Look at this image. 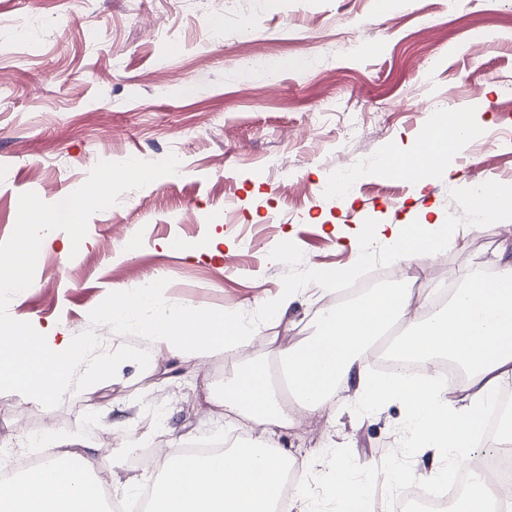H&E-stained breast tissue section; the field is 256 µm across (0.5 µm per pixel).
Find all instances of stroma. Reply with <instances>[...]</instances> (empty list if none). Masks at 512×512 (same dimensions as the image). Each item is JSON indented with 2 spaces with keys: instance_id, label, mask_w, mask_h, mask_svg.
I'll list each match as a JSON object with an SVG mask.
<instances>
[{
  "instance_id": "stroma-1",
  "label": "stroma",
  "mask_w": 512,
  "mask_h": 512,
  "mask_svg": "<svg viewBox=\"0 0 512 512\" xmlns=\"http://www.w3.org/2000/svg\"><path fill=\"white\" fill-rule=\"evenodd\" d=\"M36 43L0 52V240L15 226L18 198L46 202L88 177L89 157L144 159L176 150L180 180L162 177L94 214L80 247L48 233L30 288L8 311L41 330L73 337L107 294L167 279V302L254 313L283 290L282 241L303 268L347 269L366 219L381 224L453 219L454 238L419 261L421 287L442 293L512 255V214L493 224L464 201L462 184L482 168L512 186V0H0V38L12 28ZM491 31L475 45L469 34ZM280 64L266 78L248 57ZM468 111L479 133L425 187L375 173L383 154L420 140L429 117ZM341 294L312 284L285 316L264 323L243 358L277 364L271 339L303 341ZM149 349L150 364L123 362L114 378L63 396L47 409L0 393V428L13 448L44 462L49 441L93 449L112 471L117 497L141 512L156 472L137 449L180 450L224 442L231 419L208 399L240 359H184ZM399 404L359 417L353 391L334 417L293 416L271 438L306 473L321 512H340L336 468L366 481L394 473L401 496L437 469L439 456L406 447Z\"/></svg>"
}]
</instances>
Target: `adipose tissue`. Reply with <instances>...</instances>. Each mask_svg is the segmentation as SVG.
<instances>
[{"label": "adipose tissue", "instance_id": "obj_1", "mask_svg": "<svg viewBox=\"0 0 512 512\" xmlns=\"http://www.w3.org/2000/svg\"><path fill=\"white\" fill-rule=\"evenodd\" d=\"M454 230L437 220L378 224L373 232L408 266L441 252ZM499 263L496 273L471 278L448 302L415 320L409 317L414 280L406 273L393 288L321 310L316 335L278 347L287 391L272 385L266 362L242 364L213 401L246 419L256 439L217 457L164 460L147 512H278L288 461L269 440L274 428L290 420L288 395L311 413L332 411L339 392L349 388L364 416L386 403L401 404L409 446L432 448L459 466L470 465L482 419L512 378V258L500 257ZM387 338L396 352L456 363L464 373L459 393L431 376L367 371L365 357ZM110 474L101 466L80 475L49 461L0 479V512H108L99 488Z\"/></svg>", "mask_w": 512, "mask_h": 512}]
</instances>
